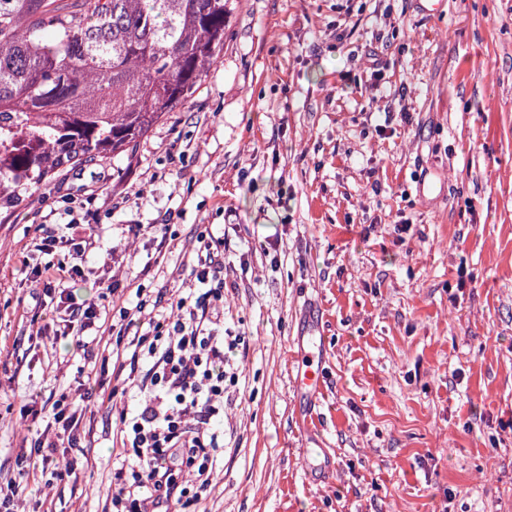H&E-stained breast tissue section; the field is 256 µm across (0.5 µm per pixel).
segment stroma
<instances>
[{"label":"stroma","instance_id":"stroma-1","mask_svg":"<svg viewBox=\"0 0 512 512\" xmlns=\"http://www.w3.org/2000/svg\"><path fill=\"white\" fill-rule=\"evenodd\" d=\"M37 210L88 243L73 304L145 301L150 337L206 239L224 242L243 374L185 512H512V0H243L222 62L132 157L0 213V491L21 489L19 512H112L130 351L111 323L77 342L33 310L22 262L71 263L33 250ZM312 309L307 409L290 338ZM59 403L81 413L74 468L28 475ZM316 446L329 480L304 467Z\"/></svg>","mask_w":512,"mask_h":512}]
</instances>
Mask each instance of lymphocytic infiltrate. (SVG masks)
Segmentation results:
<instances>
[{
  "mask_svg": "<svg viewBox=\"0 0 512 512\" xmlns=\"http://www.w3.org/2000/svg\"><path fill=\"white\" fill-rule=\"evenodd\" d=\"M223 267L211 253L192 266L190 274L203 290L171 298L167 335L146 340L144 303L124 314L129 367L144 371L143 377H129L139 401L121 415V446L133 456L112 475V503L126 512H181L186 477L204 486L212 482L215 457L224 446V397L241 375L231 359L239 339L224 333V290L214 284ZM54 420L60 426L54 439L34 442L33 470L59 465L60 441H76L74 417L60 411Z\"/></svg>",
  "mask_w": 512,
  "mask_h": 512,
  "instance_id": "1",
  "label": "lymphocytic infiltrate"
}]
</instances>
